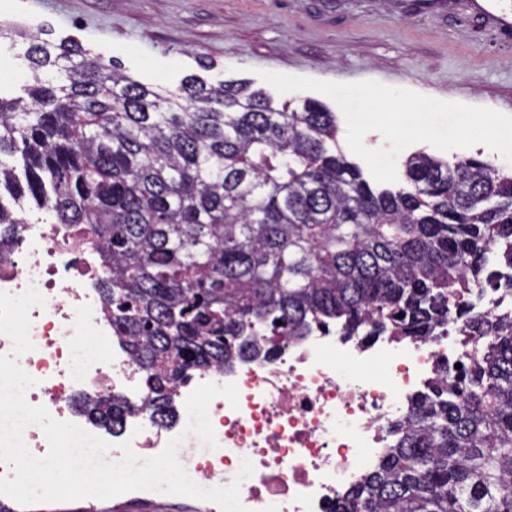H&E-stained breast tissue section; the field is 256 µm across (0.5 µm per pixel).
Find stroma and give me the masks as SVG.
<instances>
[{
    "label": "stroma",
    "instance_id": "1",
    "mask_svg": "<svg viewBox=\"0 0 512 512\" xmlns=\"http://www.w3.org/2000/svg\"><path fill=\"white\" fill-rule=\"evenodd\" d=\"M0 24V96H20L33 38L75 37L134 79L176 88L260 71L323 81L374 80L512 114V39L463 11L419 14L403 0H11ZM97 512H210L207 500L121 494Z\"/></svg>",
    "mask_w": 512,
    "mask_h": 512
}]
</instances>
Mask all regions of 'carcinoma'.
<instances>
[{"instance_id":"carcinoma-1","label":"carcinoma","mask_w":512,"mask_h":512,"mask_svg":"<svg viewBox=\"0 0 512 512\" xmlns=\"http://www.w3.org/2000/svg\"><path fill=\"white\" fill-rule=\"evenodd\" d=\"M27 98L0 97V225L29 210L89 224L106 317L144 373L145 409L176 416L193 370L299 341L334 320L424 337L459 288L512 268V175L466 151L413 155L380 188L347 160L336 115L307 99L194 77L175 90L108 68L75 39L31 42ZM467 391L446 384L398 426L336 512H512V320L468 314ZM79 407L113 429L111 394Z\"/></svg>"}]
</instances>
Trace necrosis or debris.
Returning <instances> with one entry per match:
<instances>
[{
	"mask_svg": "<svg viewBox=\"0 0 512 512\" xmlns=\"http://www.w3.org/2000/svg\"><path fill=\"white\" fill-rule=\"evenodd\" d=\"M11 246L0 252V291L18 295L36 288L45 303L31 308L32 351L19 359L37 380L28 404L72 421L79 394L127 395L142 379L126 348L111 338L96 284L106 275L85 224L0 226ZM470 295L453 299L458 315L422 338L341 335L335 324L313 325L304 340L270 354L237 359L224 370H202L177 392L185 401L199 384L235 383L237 404L224 397L209 406L217 447L194 466L205 479L231 483L242 460L254 474L240 487L248 512H334L337 500L372 470L390 447L392 430L414 401L441 377L464 385L459 365L474 351L460 312ZM121 459L131 442L138 456L153 457L176 437V423L132 412L116 432L89 427Z\"/></svg>",
	"mask_w": 512,
	"mask_h": 512,
	"instance_id": "1",
	"label": "necrosis or debris"
}]
</instances>
